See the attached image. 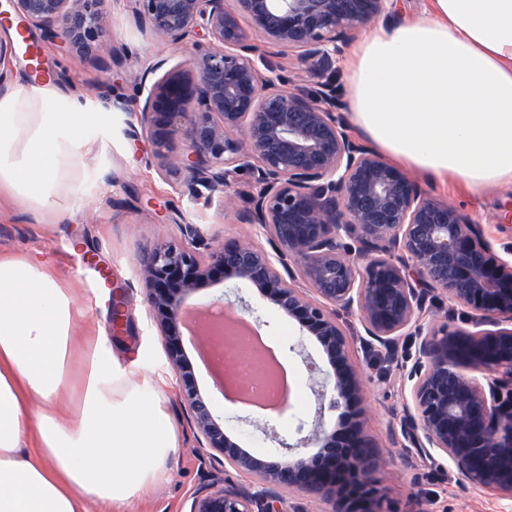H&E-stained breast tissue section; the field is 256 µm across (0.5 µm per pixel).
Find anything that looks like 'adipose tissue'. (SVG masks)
Here are the masks:
<instances>
[{"instance_id":"ef3b65f1","label":"adipose tissue","mask_w":512,"mask_h":512,"mask_svg":"<svg viewBox=\"0 0 512 512\" xmlns=\"http://www.w3.org/2000/svg\"><path fill=\"white\" fill-rule=\"evenodd\" d=\"M346 76L351 122L390 165L474 193L512 186V0H430L422 18L373 27ZM94 123L20 75L0 95V190L55 206ZM177 448L161 384L120 362L49 262L0 254V512H117Z\"/></svg>"}]
</instances>
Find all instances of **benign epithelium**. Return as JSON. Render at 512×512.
I'll use <instances>...</instances> for the list:
<instances>
[{
  "instance_id": "7a95c632",
  "label": "benign epithelium",
  "mask_w": 512,
  "mask_h": 512,
  "mask_svg": "<svg viewBox=\"0 0 512 512\" xmlns=\"http://www.w3.org/2000/svg\"><path fill=\"white\" fill-rule=\"evenodd\" d=\"M34 27L58 25L53 37L85 54L111 26L106 0H12ZM142 30L189 52L184 67L162 76L165 59L148 60L142 101L112 95V109L150 146L146 165L193 195L229 199L248 175L255 187L241 219L272 251L243 243L205 245L194 224L181 239L157 242L139 260L145 302L154 313L180 400L199 436V453L255 480L258 490L201 488L187 512H277L285 493H311L330 512H382V460L357 423L345 442L325 426L327 410L363 398L358 369L337 311L356 312L377 351L393 356L414 328L418 357L404 379L410 402L400 420L405 456L439 453L471 484L512 497V263L493 254L480 227L446 201L428 196L355 139L336 91V61L357 32L387 17L396 0H128ZM269 40L297 54L321 81L294 85ZM256 289L283 317L306 328L333 372L306 366L318 418L298 421L296 442L262 419L252 426L277 442L255 455L235 443L209 397L185 371L175 331L185 303L212 270ZM468 309L470 331L444 321L420 323L439 292ZM225 304L259 328L262 316L237 296ZM224 319L205 335L223 342Z\"/></svg>"
}]
</instances>
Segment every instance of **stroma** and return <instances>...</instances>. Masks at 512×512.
I'll use <instances>...</instances> for the list:
<instances>
[{
	"label": "stroma",
	"mask_w": 512,
	"mask_h": 512,
	"mask_svg": "<svg viewBox=\"0 0 512 512\" xmlns=\"http://www.w3.org/2000/svg\"><path fill=\"white\" fill-rule=\"evenodd\" d=\"M28 33L42 49L51 81L76 93L87 111L96 113L98 124L90 132L93 144L79 182L62 202L65 218L0 194V252L33 253L50 262L79 300H92V313L99 316L102 331L111 338L118 356L125 363H136L154 380L167 383V410L178 426L180 445L167 480L151 495L126 506L124 512H186L191 495L208 483L218 465L198 455L196 431L179 399V380L167 364L165 345L144 301L137 258L144 248L179 237V224L171 221L176 213L182 222L198 225L208 240L227 245L250 241L261 247L267 241L255 226L241 223L238 213L247 206L244 197L235 198L229 206L218 194L192 197L177 192L148 169L145 149L139 146L125 114L110 107V85H117L127 97H137L143 61L160 55L169 66H180L187 58L186 50L164 46L142 32L126 0H112V34L127 50L120 69H113L108 51L71 53L46 38L43 28L32 26ZM412 179L479 224L497 255L504 257L512 251L511 188L474 195L463 189L443 190L423 174H413ZM225 286L217 270L189 298L190 315L179 328V344L192 378L210 398L232 440L254 454H265L273 450V442L250 425L251 420L263 419V411L241 403L235 389L225 388L224 361L204 357L197 331L198 321L206 314L222 315L215 301ZM242 294L266 320L261 334L287 371L288 408L281 425L283 430H291L297 420H312L316 402L305 365L288 347L304 342L323 365L327 356L306 329L280 317L260 293L246 288ZM116 299L126 303L130 314L126 328L119 333L114 332L110 316ZM339 321L351 339L352 358L363 372V423L384 461L380 478L387 494L386 512H512V498L473 486L455 473L447 457H404L400 419L409 391L398 365L415 360L417 337H401L398 359L390 363L365 344L357 314L340 313Z\"/></svg>",
	"instance_id": "1"
}]
</instances>
